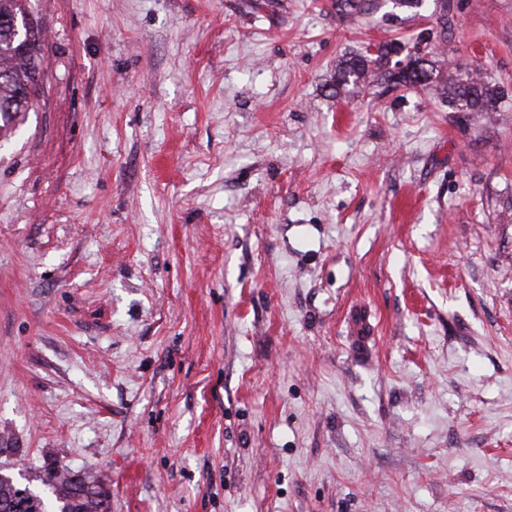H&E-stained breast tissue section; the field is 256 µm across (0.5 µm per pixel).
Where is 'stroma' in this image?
Returning <instances> with one entry per match:
<instances>
[{
    "mask_svg": "<svg viewBox=\"0 0 512 512\" xmlns=\"http://www.w3.org/2000/svg\"><path fill=\"white\" fill-rule=\"evenodd\" d=\"M30 0L0 473L109 512H512V0ZM432 83L335 96L370 40ZM480 68L493 112L448 103Z\"/></svg>",
    "mask_w": 512,
    "mask_h": 512,
    "instance_id": "obj_1",
    "label": "stroma"
}]
</instances>
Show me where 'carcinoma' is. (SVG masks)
<instances>
[{
  "mask_svg": "<svg viewBox=\"0 0 512 512\" xmlns=\"http://www.w3.org/2000/svg\"><path fill=\"white\" fill-rule=\"evenodd\" d=\"M29 0H0V20L14 26L0 28V134L9 130L20 112L29 111L40 94L44 57L42 33L29 11ZM377 9L376 0H336V13L343 18ZM390 44L371 55L362 50L342 60L333 86L336 95L347 96L370 84L372 77L417 88L432 81L430 60L417 59L410 71L389 68ZM448 103L473 112H491L503 98L500 86L480 71L449 83ZM46 489L41 495L20 487L0 475V512H109L106 494L74 475L64 476L51 467L38 476Z\"/></svg>",
  "mask_w": 512,
  "mask_h": 512,
  "instance_id": "1",
  "label": "carcinoma"
}]
</instances>
